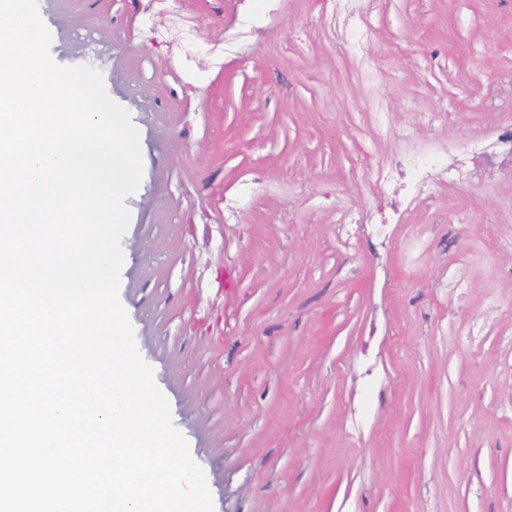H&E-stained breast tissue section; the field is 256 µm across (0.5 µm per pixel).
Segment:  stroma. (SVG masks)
<instances>
[{
  "label": "stroma",
  "mask_w": 512,
  "mask_h": 512,
  "mask_svg": "<svg viewBox=\"0 0 512 512\" xmlns=\"http://www.w3.org/2000/svg\"><path fill=\"white\" fill-rule=\"evenodd\" d=\"M37 2L56 63L88 29L111 48L144 168L118 296L214 512H512V316L489 312L512 307V167L449 154L411 207L362 183L405 143L512 122V0H390L367 66L320 0H181L217 50L241 11L263 17L220 68L144 26L152 0ZM251 179L268 192L226 216ZM340 196L405 210L382 254L340 253ZM459 260L463 303L437 286Z\"/></svg>",
  "instance_id": "obj_1"
}]
</instances>
